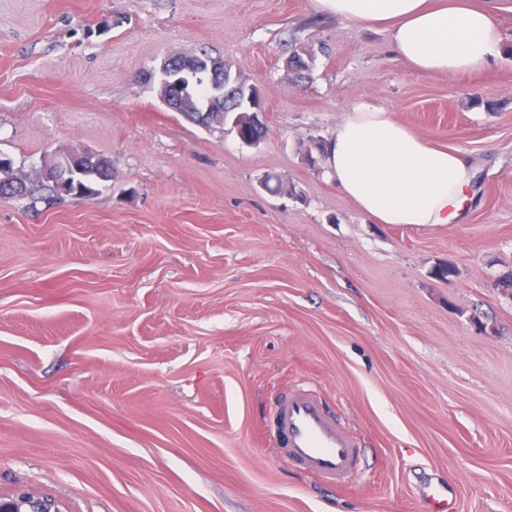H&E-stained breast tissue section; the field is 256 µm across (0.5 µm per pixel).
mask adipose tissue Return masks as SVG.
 <instances>
[{
    "label": "adipose tissue",
    "instance_id": "1",
    "mask_svg": "<svg viewBox=\"0 0 512 512\" xmlns=\"http://www.w3.org/2000/svg\"><path fill=\"white\" fill-rule=\"evenodd\" d=\"M319 12L359 27L388 25L392 54L414 70L487 69L502 53L496 9L454 0H313ZM326 168L345 196L379 224H449L469 205L473 171L457 149L437 147L369 100L337 123Z\"/></svg>",
    "mask_w": 512,
    "mask_h": 512
}]
</instances>
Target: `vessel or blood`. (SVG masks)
<instances>
[{
  "label": "vessel or blood",
  "instance_id": "b4317fda",
  "mask_svg": "<svg viewBox=\"0 0 512 512\" xmlns=\"http://www.w3.org/2000/svg\"><path fill=\"white\" fill-rule=\"evenodd\" d=\"M270 442L297 466L337 486L357 469L360 447L323 400L304 391L282 395L270 410ZM426 512H456L445 487L428 484Z\"/></svg>",
  "mask_w": 512,
  "mask_h": 512
}]
</instances>
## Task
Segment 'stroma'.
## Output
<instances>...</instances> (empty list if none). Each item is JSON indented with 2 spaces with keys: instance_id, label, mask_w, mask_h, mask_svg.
Returning a JSON list of instances; mask_svg holds the SVG:
<instances>
[{
  "instance_id": "obj_1",
  "label": "stroma",
  "mask_w": 512,
  "mask_h": 512,
  "mask_svg": "<svg viewBox=\"0 0 512 512\" xmlns=\"http://www.w3.org/2000/svg\"><path fill=\"white\" fill-rule=\"evenodd\" d=\"M304 44L322 51L297 86ZM202 53L261 87L259 144L161 102V61ZM362 99L470 159L458 221L376 223L307 163ZM82 150L112 166L99 194L0 200V494L423 512L435 479L458 512H512L511 53L418 72L387 29L313 0H0V155L26 173ZM299 385L362 442L345 487L270 448L269 408Z\"/></svg>"
}]
</instances>
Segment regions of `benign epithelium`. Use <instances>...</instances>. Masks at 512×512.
<instances>
[{"instance_id":"benign-epithelium-1","label":"benign epithelium","mask_w":512,"mask_h":512,"mask_svg":"<svg viewBox=\"0 0 512 512\" xmlns=\"http://www.w3.org/2000/svg\"><path fill=\"white\" fill-rule=\"evenodd\" d=\"M178 72L181 76L173 85L160 81L158 90L164 105L174 112H187L189 108L185 97L191 89L192 82L197 76L207 77L210 87L208 108H219L212 113L210 121L222 123L226 112L222 111L224 102L233 101L239 106L251 110L250 119L254 124L267 125V111L258 86L245 79L239 70L232 69L224 64V60L204 55L190 56L178 63ZM82 158L88 167L99 165L108 166V161L101 155L92 151H80L53 159H43L32 165L35 178L51 183L63 185L67 182L70 166L74 159ZM0 179L8 181L18 190L30 184V179L21 178L14 173L11 159L0 156ZM0 512H62L60 502L47 495L36 496L25 490H17L11 495H0Z\"/></svg>"}]
</instances>
